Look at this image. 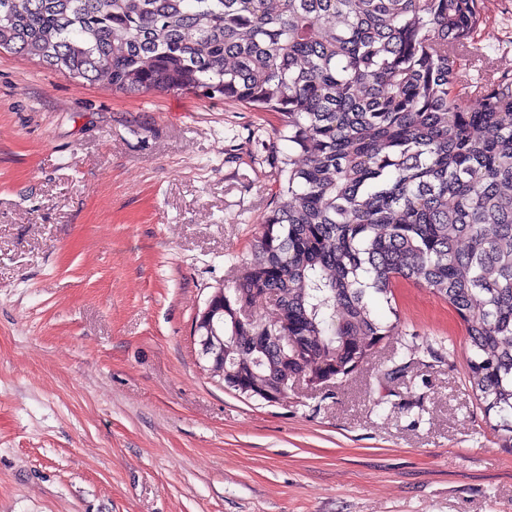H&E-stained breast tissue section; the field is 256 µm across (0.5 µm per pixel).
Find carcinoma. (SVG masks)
I'll list each match as a JSON object with an SVG mask.
<instances>
[{"label":"carcinoma","mask_w":512,"mask_h":512,"mask_svg":"<svg viewBox=\"0 0 512 512\" xmlns=\"http://www.w3.org/2000/svg\"><path fill=\"white\" fill-rule=\"evenodd\" d=\"M482 0H0V51L128 92L187 91L282 117L251 260L224 288V386L341 381L397 324L399 281L463 323L470 387L512 448V80L478 99L462 59ZM276 298L273 316L234 318Z\"/></svg>","instance_id":"obj_1"}]
</instances>
